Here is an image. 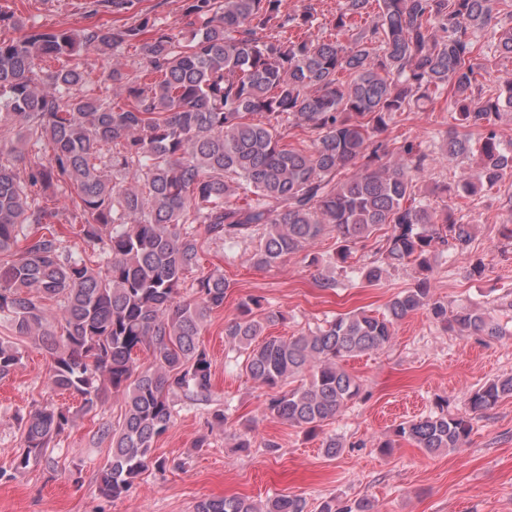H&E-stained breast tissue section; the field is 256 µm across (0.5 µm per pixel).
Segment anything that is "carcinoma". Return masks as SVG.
I'll use <instances>...</instances> for the list:
<instances>
[{
    "label": "carcinoma",
    "instance_id": "cac0c4a2",
    "mask_svg": "<svg viewBox=\"0 0 512 512\" xmlns=\"http://www.w3.org/2000/svg\"><path fill=\"white\" fill-rule=\"evenodd\" d=\"M105 2L135 20L40 31L0 11V28L19 33L0 38V138L21 132L10 143L13 162L0 161V322L11 327L0 336V380L30 347L48 359L52 385L80 400L77 409L51 402L16 415L23 447L14 473L0 479L42 461L54 466V438L120 395L122 422L95 431L111 448L98 491L112 500L149 467L166 471L153 445L173 422L174 395L211 401L212 363L198 336L230 283L203 270L200 235L222 245L259 239L251 261L263 269L334 232V268L386 227L378 258L355 270L369 285L400 265L429 270L439 246L450 255L469 247L472 225L437 214L415 177L437 162V147L457 165L479 155L472 178L440 187L462 211L512 168L497 130L512 112V82L487 98L474 69L479 58L512 57V0H344L328 25L350 34L347 44L312 35L311 5L284 14L281 0H186L185 37L138 10V0ZM365 15L371 20L358 23ZM131 44L140 58L133 71L121 60ZM89 51L113 57L109 97L95 95L75 63ZM46 57L72 64L43 80L34 65ZM442 88L455 126L443 144L389 148L382 134L390 123ZM247 112L265 121H242ZM285 122L308 138L284 143ZM28 140L38 151H25ZM63 222L79 225L92 253L67 244L56 228ZM238 309L224 325L235 362L269 392L272 418L309 435L360 396L342 362L384 348L406 316L426 309L451 332L503 335L485 313L433 299L426 277L377 315L341 314L288 339L264 335L284 316L263 299L245 298ZM141 350L147 367L133 358ZM505 397L512 375L471 391L469 411ZM472 430L468 415L441 412L401 422L396 436L436 454L461 447ZM195 512H307V503L224 497L198 502ZM318 512H374V504L329 500Z\"/></svg>",
    "mask_w": 512,
    "mask_h": 512
}]
</instances>
